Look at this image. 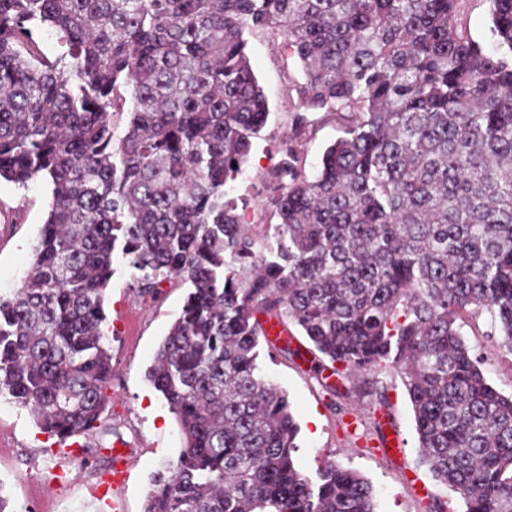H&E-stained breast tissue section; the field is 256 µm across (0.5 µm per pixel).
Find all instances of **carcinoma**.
<instances>
[{"mask_svg": "<svg viewBox=\"0 0 512 512\" xmlns=\"http://www.w3.org/2000/svg\"><path fill=\"white\" fill-rule=\"evenodd\" d=\"M461 2L0 0V181L51 185L31 268L0 295V398L61 441L112 435L122 264L143 294L189 285L148 372L184 447L144 512H376L359 472L296 467L262 316L300 330L332 396L333 377L392 368L420 464L465 512H512V393L456 326L487 314L512 354V0H487L489 48L459 31ZM256 31L300 68L261 231L231 196L270 115ZM321 112L342 135L310 175Z\"/></svg>", "mask_w": 512, "mask_h": 512, "instance_id": "1", "label": "carcinoma"}]
</instances>
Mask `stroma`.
Listing matches in <instances>:
<instances>
[{"instance_id": "stroma-1", "label": "stroma", "mask_w": 512, "mask_h": 512, "mask_svg": "<svg viewBox=\"0 0 512 512\" xmlns=\"http://www.w3.org/2000/svg\"><path fill=\"white\" fill-rule=\"evenodd\" d=\"M252 68L270 104L265 129L254 140L249 181H235L238 211L253 224L269 223L264 210L263 174L280 160L279 140L288 129L295 97L287 78L298 75L286 61L281 41L256 32L249 37ZM50 189L43 180L28 188L0 182V294L17 288L29 270L33 248L45 220ZM159 299L140 293L129 269L121 267L107 290L113 374L106 394L105 424L123 436L132 450L125 485L114 492L120 512H143L150 479L159 467L177 458L183 440L173 414L146 372L183 304L184 288L162 284ZM461 331L485 359L484 374L499 390L512 392V354L492 336L487 317L462 320ZM263 375L286 390L300 426L297 468L308 476L328 461L360 472L373 485L377 512H430L433 500L447 512H464L457 494L432 481L419 467L412 405L400 375L391 369L347 377L345 396L322 391L298 362L283 354H260ZM396 434L401 454L381 450V437ZM110 462L97 435L59 442L41 433L25 409L0 400V495L9 512H100L97 488Z\"/></svg>"}]
</instances>
